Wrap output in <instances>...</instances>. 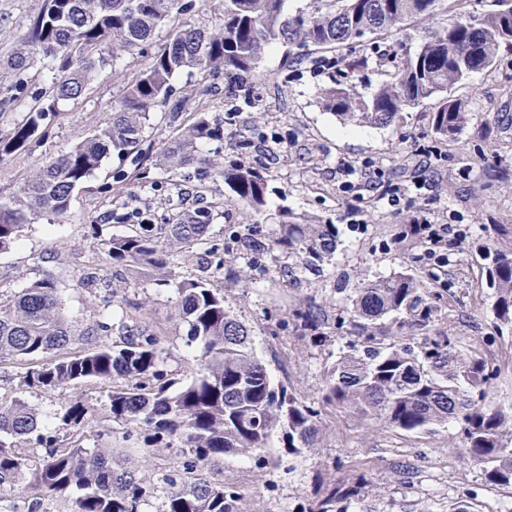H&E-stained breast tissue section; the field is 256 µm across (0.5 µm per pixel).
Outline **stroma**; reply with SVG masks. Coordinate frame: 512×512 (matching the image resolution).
I'll return each mask as SVG.
<instances>
[{
    "instance_id": "1",
    "label": "stroma",
    "mask_w": 512,
    "mask_h": 512,
    "mask_svg": "<svg viewBox=\"0 0 512 512\" xmlns=\"http://www.w3.org/2000/svg\"><path fill=\"white\" fill-rule=\"evenodd\" d=\"M43 4L0 0V59L14 53ZM381 48V55L355 70L349 63L359 58L358 49L343 48L335 54V68L326 72L321 52L294 59L279 43L265 53L262 77L245 79L233 95L226 94L220 75L184 73L175 80L181 89L210 88L209 95L188 99L186 121L201 113L232 119L223 141L205 144L203 153L228 155L246 141L248 160L264 164L270 175L267 207L259 214L224 201L223 183L208 182L207 195L220 206L198 253L223 242L230 229L243 224H260L273 233L271 219L282 209L319 217L336 224L340 232L336 256L320 274L295 282L283 277L278 263L258 260L251 263L245 286L224 290L226 307L250 328L254 350L273 380L314 403L321 413L317 449L291 455L273 447L265 464L227 456L204 469V477L235 487L244 512H296L322 480H344L359 470L372 475L374 488L352 502L349 512H448L460 501L468 512H499L512 500V488L485 484L481 470L463 456L455 429L408 434L321 400L328 370L355 339L349 325L338 322L346 313V289L362 279L401 270L428 273L431 262L424 248L406 235L412 216L424 210L449 227L448 264L440 272V286L450 289L454 299L434 323L414 329L412 335L419 341L445 332L459 349L493 359L499 375L489 400L512 407V329H504L495 342L485 340L493 318L489 271L499 246L496 227L512 225V52L503 51L491 71L473 74L451 89V96L465 104L469 122L456 139L442 142L431 130L430 101L404 110L386 127L354 126L323 108L324 84L351 81L366 94L381 84L397 43L385 41ZM148 61L145 55L126 58L123 68L100 73L78 99L60 103L44 133L24 150L0 159V196L11 195L50 158L104 124L126 83ZM51 83L49 63L40 56L25 71H0V102L11 103L0 112V140L10 137L31 108L44 104ZM120 170L127 175L121 182L115 178ZM132 170L130 162L105 159L73 193L64 217L25 227L12 248L0 253V291L14 293L37 280L54 281L64 314L82 328L105 317L119 322L124 301L143 303L142 320L160 339V368L180 386L189 380L198 346L189 342L187 326L178 316L175 284L196 278L200 268L171 251L172 283L160 286L152 276L134 280L113 265L106 243L128 231L112 221L115 210L145 206L154 223L161 224L173 205L168 174L154 169L142 180L132 178ZM369 179L405 185L399 205L376 199L352 208L353 194L363 192ZM90 272L103 280L93 291L84 283ZM303 297L328 311L322 342L298 339L288 322V308ZM17 371L16 364H0V399L27 402L38 412L46 433L67 435L60 417L78 395L86 400L89 415L109 414L99 386H66L51 393L30 390L20 385ZM183 460L177 448L132 451L131 465L147 494L146 512H159L163 477L179 469Z\"/></svg>"
}]
</instances>
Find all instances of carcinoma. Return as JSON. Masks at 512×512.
Instances as JSON below:
<instances>
[{
    "label": "carcinoma",
    "mask_w": 512,
    "mask_h": 512,
    "mask_svg": "<svg viewBox=\"0 0 512 512\" xmlns=\"http://www.w3.org/2000/svg\"><path fill=\"white\" fill-rule=\"evenodd\" d=\"M286 0H221L219 22L190 17L181 0H45L30 21L21 47L0 63L24 70L32 57L53 62L50 103L26 114L12 135L0 141V159L26 147L61 101L80 97L98 73L116 68L124 55L142 54L159 32L165 40L149 64L126 87L112 117L86 139L46 163L17 192L0 197V251L9 248L27 224L60 217L73 192L82 187L111 154L129 158L140 170L146 159V128L161 106L176 136L155 155V166L185 179L191 173L224 183L232 200L260 213L266 206L268 175L258 163L212 158L207 142L224 140V119L198 115L183 120L185 97L173 84L185 70L228 78L259 77L267 48L286 43L299 57L310 51L333 52L344 46H373L372 36L400 32L410 22L432 20L442 9L452 15L437 30H418L414 45L402 46L386 79L370 95L348 84L321 89L323 107L357 125L388 126L400 112L435 101L431 125L440 140H452L467 124V112L448 90L472 74L487 72L503 47H512V0L471 13L459 0H315L313 11H285ZM81 44L90 56L72 53ZM215 203L205 185L192 208H175L164 224H133L130 232L107 243L112 264L138 273L144 269L167 284L166 246L187 255L207 236ZM277 231L260 238L245 224L237 242L288 259L294 280L323 271L338 245L334 224L278 214ZM225 246L212 244L206 269H225ZM227 270V269H225ZM233 279L241 277L233 268ZM491 310L496 327H512V250L495 253L491 270ZM187 336L199 345L191 381L177 391L159 369L156 333L138 319L137 303H126L121 342L78 346L79 335L63 314L56 285L38 280L9 298L0 294V363H25L20 383L54 391L66 384L106 387L112 422L140 435L144 446L163 443L184 454L180 472L166 478L161 512H240L236 489L206 481L194 473L226 455L261 459L276 432L283 448L296 454L314 445L319 412L314 405L274 384L252 349L251 333L224 304V291L205 277L177 284ZM448 297L421 276L407 271L366 278L348 294V314L356 341L328 372L324 403L406 433L430 432L449 424L460 428L469 462L479 466L489 485L512 487V410L483 402L496 377L489 360L463 354L446 333L415 345L386 346L375 328L389 320L400 329L426 327ZM325 308L312 301L290 309L299 336L317 342ZM69 437L41 432L35 409L21 400L0 402V486L30 478L34 497L28 512H42L50 500L57 512H142L145 491L128 466L129 449L104 451L86 444L108 424L88 417L81 400L62 415ZM44 449L31 455L27 448ZM360 472L345 484L330 481L316 500L299 512H348V503L371 487Z\"/></svg>",
    "instance_id": "obj_1"
}]
</instances>
